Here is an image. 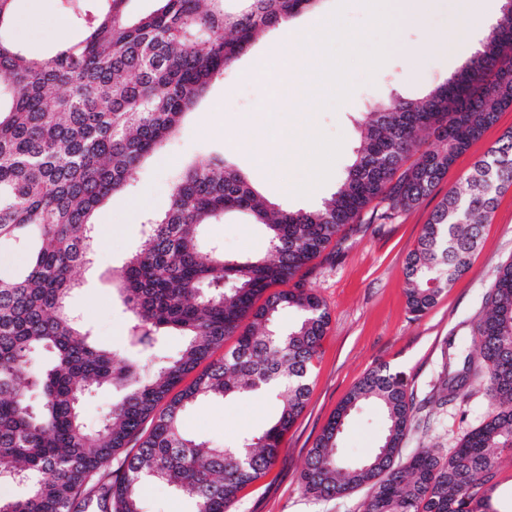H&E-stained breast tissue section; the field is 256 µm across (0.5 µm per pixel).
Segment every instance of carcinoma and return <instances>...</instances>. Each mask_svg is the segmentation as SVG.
Instances as JSON below:
<instances>
[{
  "mask_svg": "<svg viewBox=\"0 0 512 512\" xmlns=\"http://www.w3.org/2000/svg\"><path fill=\"white\" fill-rule=\"evenodd\" d=\"M130 0H65L74 31L47 55L0 37V244L24 256L0 270V482L24 488L0 512H143L140 488L166 481L195 512H230L241 492L276 463L284 435L305 408L314 360L330 316L300 272L349 224L388 221L418 205L467 150L512 108V6L480 42L462 73L419 100L390 95L368 112L361 143L332 199L316 210L277 208L219 159L188 169L168 211L146 224L135 253L116 275L131 313L126 344L153 353L174 332L184 344L150 373L117 350L99 347L68 307L74 269L88 261L94 213L125 191L143 159L176 129L214 78L255 33L317 0H156L132 16ZM17 18V0H0V33ZM431 132L444 143L424 147ZM418 158L406 164L412 155ZM512 186V132L479 160L423 225L406 267L408 311L424 315L469 269L483 220ZM230 211L266 227L262 256H224L205 231ZM294 287L265 295L272 286ZM263 303H258L259 299ZM282 309L298 321L281 330ZM234 338L224 357L209 361ZM476 345L442 390L480 393L487 418L443 455L421 448L403 464L415 424L408 377L379 365L340 402L301 472L304 493L345 495L367 488L364 512H493L495 479L512 460V261L498 270ZM48 367H29L34 353ZM205 368L176 390L199 365ZM123 392L90 429L83 399L97 388ZM279 390L282 407L259 435L234 448L186 436L182 413L205 398L228 401ZM386 419L366 460L339 454L345 424L365 404Z\"/></svg>",
  "mask_w": 512,
  "mask_h": 512,
  "instance_id": "cac0c4a2",
  "label": "carcinoma"
}]
</instances>
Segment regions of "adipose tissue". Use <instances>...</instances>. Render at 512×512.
I'll use <instances>...</instances> for the list:
<instances>
[{
    "label": "adipose tissue",
    "instance_id": "1",
    "mask_svg": "<svg viewBox=\"0 0 512 512\" xmlns=\"http://www.w3.org/2000/svg\"><path fill=\"white\" fill-rule=\"evenodd\" d=\"M255 167L265 174H274L283 164H294L306 172V180L299 185V192H309L312 185L330 174L327 157H315L305 142L300 141L283 123L280 112L267 109L261 114L257 135L249 143Z\"/></svg>",
    "mask_w": 512,
    "mask_h": 512
}]
</instances>
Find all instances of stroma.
<instances>
[{
	"label": "stroma",
	"instance_id": "1",
	"mask_svg": "<svg viewBox=\"0 0 512 512\" xmlns=\"http://www.w3.org/2000/svg\"><path fill=\"white\" fill-rule=\"evenodd\" d=\"M466 6L453 0L436 9L418 26L403 29L404 52L390 53L385 64L368 74L353 71L355 89L335 108L311 109L312 89L295 86L292 100L280 103L296 137L308 140L313 151L327 152L332 172L310 195L293 193L303 176L296 167L281 169L274 181L253 165L247 148L246 118L255 116L267 99L263 84L253 81L251 68L271 42L280 40V27L262 29L248 51L224 75L213 80L195 107L187 112L178 133L139 169L133 188L114 195L96 212L95 247L87 264L73 271L76 286L69 305L91 332L95 343L122 347L130 319L120 302L114 277L137 249L147 216L167 210L173 184L185 167L221 158L246 173L270 202L315 209L340 184L360 143L358 124L391 94L417 99L445 83L469 59L473 34ZM416 52L417 69H409L405 51ZM512 132V109L499 113L494 125L472 141L432 193L419 205L401 209L388 224H356L333 239L311 265L306 284L320 295L330 313L329 330L315 361L313 385L304 411L285 434L271 471L245 489L231 512H362L366 492L324 499L303 493L300 473L307 453L348 391L380 364L407 374L417 405L416 425L403 444V457L430 446L448 452L478 425L487 413L481 395L460 396L438 404L439 374L448 354L473 348L471 327L484 309L485 295L499 266L512 261V188L500 194L485 221L480 244L469 270L445 290L423 316L407 310L405 264L416 248L424 224L505 133ZM208 236L226 255L250 256L268 246L263 225L238 213L209 225ZM280 408L279 400L253 393L230 401L205 399L183 415L181 426L211 445H235L246 432L265 429ZM385 419L377 405L368 404L348 420L339 442L343 459L356 462L379 446Z\"/></svg>",
	"mask_w": 512,
	"mask_h": 512
}]
</instances>
